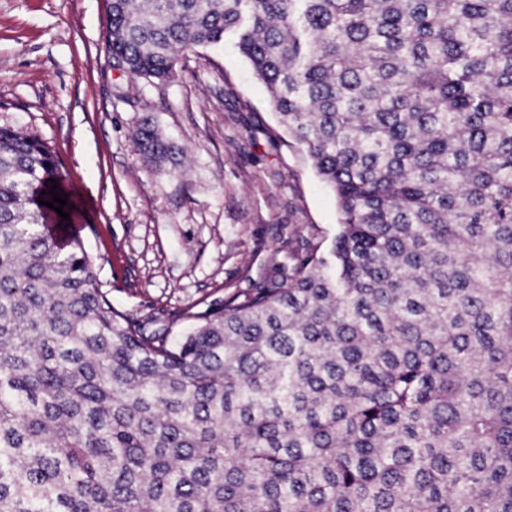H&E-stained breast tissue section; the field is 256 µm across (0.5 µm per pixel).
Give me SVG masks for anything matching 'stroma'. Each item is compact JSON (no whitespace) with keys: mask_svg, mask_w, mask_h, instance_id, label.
Masks as SVG:
<instances>
[{"mask_svg":"<svg viewBox=\"0 0 512 512\" xmlns=\"http://www.w3.org/2000/svg\"><path fill=\"white\" fill-rule=\"evenodd\" d=\"M106 12L107 0H0V125L52 147L113 305L170 321L248 292L304 238L330 247L336 198L235 44L148 81L114 67ZM146 116L182 150V175L143 161Z\"/></svg>","mask_w":512,"mask_h":512,"instance_id":"1","label":"stroma"}]
</instances>
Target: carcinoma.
Wrapping results in <instances>:
<instances>
[{
  "instance_id": "obj_1",
  "label": "carcinoma",
  "mask_w": 512,
  "mask_h": 512,
  "mask_svg": "<svg viewBox=\"0 0 512 512\" xmlns=\"http://www.w3.org/2000/svg\"><path fill=\"white\" fill-rule=\"evenodd\" d=\"M106 36L150 81L234 40L339 231L150 330L0 127V512H512V0H109Z\"/></svg>"
}]
</instances>
